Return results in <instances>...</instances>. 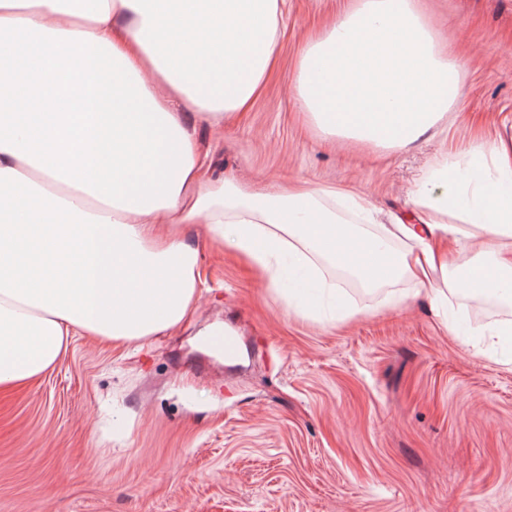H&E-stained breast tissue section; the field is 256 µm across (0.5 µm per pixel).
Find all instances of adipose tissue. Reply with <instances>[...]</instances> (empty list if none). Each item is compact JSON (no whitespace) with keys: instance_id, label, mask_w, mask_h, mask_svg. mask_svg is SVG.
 Instances as JSON below:
<instances>
[{"instance_id":"1","label":"adipose tissue","mask_w":512,"mask_h":512,"mask_svg":"<svg viewBox=\"0 0 512 512\" xmlns=\"http://www.w3.org/2000/svg\"><path fill=\"white\" fill-rule=\"evenodd\" d=\"M285 4L0 0L1 390L52 371L75 333L125 343L179 327L202 286L187 224L304 313L335 298L323 263L366 288L410 280L440 317L461 284L512 305V136L462 164L440 155L411 224L348 188L206 179L193 125L247 110ZM290 80L325 136L396 151L461 95L414 0L343 11Z\"/></svg>"}]
</instances>
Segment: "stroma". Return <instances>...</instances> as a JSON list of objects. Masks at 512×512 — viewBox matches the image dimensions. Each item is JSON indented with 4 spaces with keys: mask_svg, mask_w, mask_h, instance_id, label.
Returning a JSON list of instances; mask_svg holds the SVG:
<instances>
[{
    "mask_svg": "<svg viewBox=\"0 0 512 512\" xmlns=\"http://www.w3.org/2000/svg\"><path fill=\"white\" fill-rule=\"evenodd\" d=\"M357 2L288 0L263 93L195 135L213 175L351 185L408 223L440 151L461 158L512 124V0H417L461 98L401 151L324 137L290 82L305 41ZM187 237L206 291L179 328L75 334L52 372L0 392V512H512V356L463 343L407 280L353 288L324 266L346 307L313 316L211 249L205 225ZM216 321L241 362L196 348Z\"/></svg>",
    "mask_w": 512,
    "mask_h": 512,
    "instance_id": "obj_1",
    "label": "stroma"
}]
</instances>
